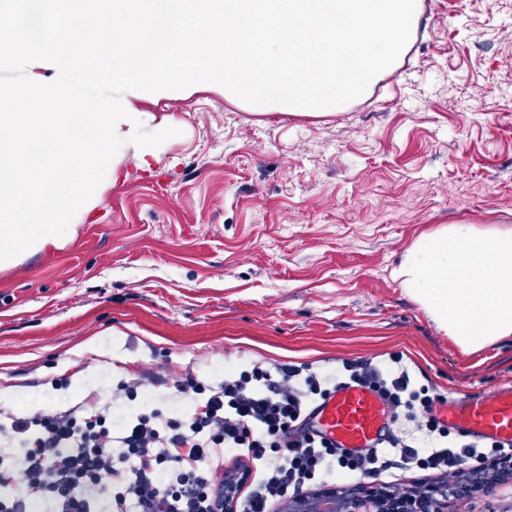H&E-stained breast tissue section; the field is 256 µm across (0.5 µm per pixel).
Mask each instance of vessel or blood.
<instances>
[{
  "mask_svg": "<svg viewBox=\"0 0 512 512\" xmlns=\"http://www.w3.org/2000/svg\"><path fill=\"white\" fill-rule=\"evenodd\" d=\"M450 427L468 436L512 445V385L478 397L448 400ZM310 424L338 447L363 450L385 435L387 407L374 391L347 385L329 394L311 410Z\"/></svg>",
  "mask_w": 512,
  "mask_h": 512,
  "instance_id": "obj_1",
  "label": "vessel or blood"
}]
</instances>
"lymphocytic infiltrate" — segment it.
<instances>
[{
	"label": "lymphocytic infiltrate",
	"mask_w": 512,
	"mask_h": 512,
	"mask_svg": "<svg viewBox=\"0 0 512 512\" xmlns=\"http://www.w3.org/2000/svg\"><path fill=\"white\" fill-rule=\"evenodd\" d=\"M346 384L378 392L391 413L383 440L357 454L302 424L311 407ZM177 390L192 396L186 411L150 401L117 433L109 405L92 401L11 416L0 424V444L14 459L0 462V512H224L219 461L228 452L263 464L242 512H273L336 472L379 478L401 469L452 479L474 462L512 461L497 445L453 437L434 412L441 396L416 386L399 355L345 359L319 371L255 364L215 386L190 377Z\"/></svg>",
	"instance_id": "lymphocytic-infiltrate-1"
}]
</instances>
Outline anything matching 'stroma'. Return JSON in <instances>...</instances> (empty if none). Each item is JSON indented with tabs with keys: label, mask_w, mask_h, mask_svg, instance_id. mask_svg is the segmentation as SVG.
<instances>
[{
	"label": "stroma",
	"mask_w": 512,
	"mask_h": 512,
	"mask_svg": "<svg viewBox=\"0 0 512 512\" xmlns=\"http://www.w3.org/2000/svg\"><path fill=\"white\" fill-rule=\"evenodd\" d=\"M130 147L70 236L0 267V416L122 402L257 363L404 362L443 396L512 383V337L466 354L390 272L450 224L512 229V0H423L394 73L293 116L207 83L136 100Z\"/></svg>",
	"instance_id": "obj_1"
}]
</instances>
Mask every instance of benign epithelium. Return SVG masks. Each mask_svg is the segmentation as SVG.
<instances>
[{
  "mask_svg": "<svg viewBox=\"0 0 512 512\" xmlns=\"http://www.w3.org/2000/svg\"><path fill=\"white\" fill-rule=\"evenodd\" d=\"M243 473L224 471V512H237ZM512 480V463L468 465L461 479L446 483L424 481L411 491L396 494L377 483L320 485L286 498L279 512H448V503L484 492Z\"/></svg>",
  "mask_w": 512,
  "mask_h": 512,
  "instance_id": "benign-epithelium-1",
  "label": "benign epithelium"
}]
</instances>
